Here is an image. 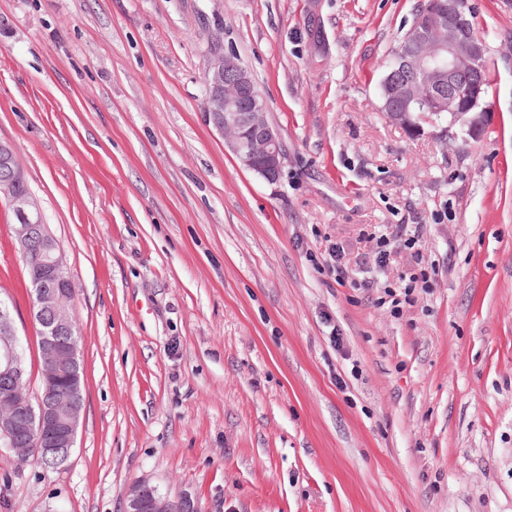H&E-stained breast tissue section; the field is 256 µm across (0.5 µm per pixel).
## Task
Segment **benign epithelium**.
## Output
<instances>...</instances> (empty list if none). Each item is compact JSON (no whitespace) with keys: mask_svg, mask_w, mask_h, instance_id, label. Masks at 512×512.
Masks as SVG:
<instances>
[{"mask_svg":"<svg viewBox=\"0 0 512 512\" xmlns=\"http://www.w3.org/2000/svg\"><path fill=\"white\" fill-rule=\"evenodd\" d=\"M485 45L471 20L468 0H440L413 17L383 77V111L394 123L420 135L424 129L411 109L437 103L448 125L435 133L441 141L457 127L478 137L489 117L481 77ZM204 116L224 138L239 164L268 182L282 174L285 152L281 131L268 118L264 99L246 67L232 53L215 49L203 66ZM0 193L16 218L15 234L23 254L34 253L29 269L31 310L39 325L44 362L41 392L31 398L23 356L9 306L0 301V446L26 461L32 449L43 468L67 464L83 411L79 340L70 314L75 292L58 244L41 208L25 184L14 148L0 141ZM124 512H198L188 495L172 500L149 483L129 490Z\"/></svg>","mask_w":512,"mask_h":512,"instance_id":"benign-epithelium-1","label":"benign epithelium"}]
</instances>
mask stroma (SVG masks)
Wrapping results in <instances>:
<instances>
[{"label":"stroma","instance_id":"obj_1","mask_svg":"<svg viewBox=\"0 0 512 512\" xmlns=\"http://www.w3.org/2000/svg\"><path fill=\"white\" fill-rule=\"evenodd\" d=\"M469 3L491 114L441 142L381 110L418 0H0V141L74 280L84 396L65 468L0 447V512H123L142 481L198 512H512V0ZM214 30L282 132L277 182L205 121ZM14 222L0 198L35 396ZM373 229L419 258L377 270ZM419 271L414 304H378ZM329 262L326 264L328 273L334 275L337 284H344L349 278V264L344 261V250L337 246L330 245L328 248Z\"/></svg>","mask_w":512,"mask_h":512}]
</instances>
